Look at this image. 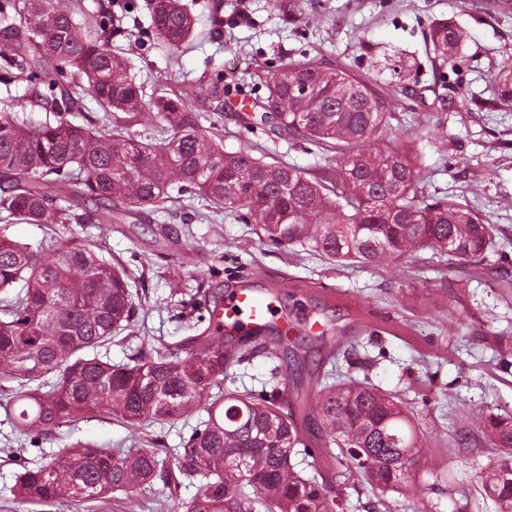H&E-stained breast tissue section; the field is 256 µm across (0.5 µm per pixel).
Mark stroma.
Listing matches in <instances>:
<instances>
[{"label":"stroma","mask_w":512,"mask_h":512,"mask_svg":"<svg viewBox=\"0 0 512 512\" xmlns=\"http://www.w3.org/2000/svg\"><path fill=\"white\" fill-rule=\"evenodd\" d=\"M183 2L196 25L174 53L151 31L149 0H116L122 33L112 48L128 53L146 96L200 88L193 109L225 149L254 145L268 160L317 173L335 152L241 121L242 107L266 96L272 73L311 60L370 84L403 87L393 132L378 148L408 150L426 194L469 204L496 224L495 253L472 265L428 251L398 263L332 265L302 247L269 243L256 224L189 193L174 194L167 210L135 212L112 224L0 223V239L37 244L77 236L124 263L136 279L139 316L112 342L116 363L128 362L136 349H184L188 337L208 328L211 297L245 284L271 290L301 370L290 374L278 358L257 356L232 367L234 387L258 391L286 380L285 406L302 424L305 443L320 448L324 440L307 424L302 397L329 373L369 377L403 398L425 436L410 494L426 496L435 512H463L477 489L474 471L458 472L451 484L435 482L432 473L447 463L454 434L469 436L473 453L482 452L478 413L512 410V102L501 103L494 79L512 61V0H284L279 10L269 0ZM217 3L219 29L212 22ZM441 20L467 33L450 64L435 59L426 41ZM215 82L231 102L221 112L205 92ZM440 94L465 98L466 105L436 114ZM198 418L193 411L174 424L136 431L95 413L64 425L61 441L38 450L21 446L0 414V512L16 510L20 461L52 454L60 442L127 448L160 435L175 448ZM196 489L184 479L168 488L158 483L131 499L113 493L79 512H183Z\"/></svg>","instance_id":"obj_1"}]
</instances>
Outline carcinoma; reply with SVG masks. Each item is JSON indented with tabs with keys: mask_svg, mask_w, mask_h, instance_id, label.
<instances>
[{
	"mask_svg": "<svg viewBox=\"0 0 512 512\" xmlns=\"http://www.w3.org/2000/svg\"><path fill=\"white\" fill-rule=\"evenodd\" d=\"M151 27L171 50L193 35L195 18L181 0H151ZM112 3H101L93 24L79 22L64 0H0V84L24 83L32 105L55 114L33 125L15 111L0 113V221L63 224L129 206L167 208L170 190L196 194L215 208L251 216L266 238L300 245L340 264L399 261L421 250L452 262H481L495 246L496 227L466 205L419 197L420 169L405 150L373 148L389 125L395 97L342 68L289 63L273 74L260 120L283 136L341 154L338 176L266 162L254 148L224 150L202 130L190 104L198 90L143 99L129 57L112 51ZM464 39L441 20L429 30L434 57L444 63ZM50 61L57 78L42 75ZM308 88L307 93L299 91ZM117 117L116 127L153 113L162 138L144 142L93 122L68 120L85 98ZM61 201H91L93 214L69 213ZM132 276L71 237L36 248L0 241V409L35 448L56 438L62 420L99 412L132 429L205 413L180 448H93L67 445L16 473L22 506H69L130 494L179 474L201 478L183 512H344L321 463L304 446L297 422L282 409L281 386L231 390L224 374L257 348L224 339V322L210 315L207 335L195 336L181 357L168 351L114 364L112 338L135 322ZM311 416L330 457L363 489L405 495L424 439L403 401L368 380L349 377L315 389ZM487 461L448 456L433 474L477 469L471 512H512V412L480 416ZM310 458L313 474L296 470Z\"/></svg>",
	"mask_w": 512,
	"mask_h": 512,
	"instance_id": "cac0c4a2",
	"label": "carcinoma"
}]
</instances>
